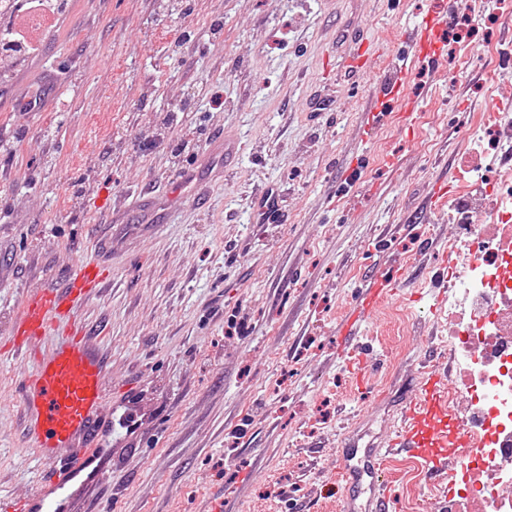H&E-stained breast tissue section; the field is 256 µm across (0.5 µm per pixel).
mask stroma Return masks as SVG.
Wrapping results in <instances>:
<instances>
[{"mask_svg":"<svg viewBox=\"0 0 512 512\" xmlns=\"http://www.w3.org/2000/svg\"><path fill=\"white\" fill-rule=\"evenodd\" d=\"M465 19L447 67L407 75L418 99L411 129L389 125L353 148L355 123L387 55L349 83L338 33L362 23L391 36L431 0H68L38 38L41 52L0 65V496L28 494L44 471L28 450L18 367L6 328L24 289L48 282L107 231L123 243L112 281L77 312L102 329L108 399L132 388L150 423L92 484V512H340L326 499L344 434L386 447L428 354L449 355L456 324L430 278L443 258L419 238H473L476 172L512 154L501 128L472 138L488 112L473 100H512V48L502 16ZM336 103L314 119L310 101ZM236 140L209 206L185 202L168 224H107L131 193L165 195L216 136ZM186 149L180 158L172 152ZM361 180L346 186L342 166ZM459 172L456 201L415 234L404 223L442 167ZM278 191L269 222L253 196ZM397 254L402 288L369 324L360 351L336 333L365 276ZM384 359L373 389L349 362ZM398 512H432L439 492L403 457L386 465Z\"/></svg>","mask_w":512,"mask_h":512,"instance_id":"35a3bbf8","label":"stroma"}]
</instances>
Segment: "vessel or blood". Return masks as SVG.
<instances>
[{
	"label": "vessel or blood",
	"mask_w": 512,
	"mask_h": 512,
	"mask_svg": "<svg viewBox=\"0 0 512 512\" xmlns=\"http://www.w3.org/2000/svg\"><path fill=\"white\" fill-rule=\"evenodd\" d=\"M499 0H440L419 20L396 33L402 53L392 71L380 75L356 121V139L368 137L396 119L409 127L417 99L407 88L406 75L418 64L436 65L447 44L448 26L461 9L477 15L497 12ZM347 60L351 71L360 72L370 56L384 43L378 37L358 33ZM228 146L214 138L208 150L172 184L166 195L139 194L134 209L164 220L173 202L187 187H195L193 200L205 205L204 184L224 178ZM457 189L453 181L435 180L420 205L424 215L438 213ZM386 277H366L340 329L345 343L358 345L360 333L375 317L381 304L400 288L405 274L401 258H392ZM112 280V266L99 256L79 257L63 275L47 284L29 287L18 313L9 321L11 355L20 363L16 389L23 405L25 432L36 455L53 469L46 480L16 501L0 499V512H77L83 493H73L69 484L84 465L99 455L106 444L130 446L137 432V409L130 395L106 399L109 359L94 334L77 323L75 313L98 296ZM465 378L452 369L431 367L421 383L418 399L406 402L401 422L387 447L367 444L343 449L341 478L330 483L327 493L339 499L342 512H395L388 491L383 463L387 456L403 455L427 478H435L442 460H464L472 449L466 418L448 403L451 391L461 390Z\"/></svg>",
	"instance_id": "obj_1"
}]
</instances>
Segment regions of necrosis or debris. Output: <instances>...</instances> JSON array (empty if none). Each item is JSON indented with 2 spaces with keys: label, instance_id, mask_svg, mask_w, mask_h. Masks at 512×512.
<instances>
[{
  "label": "necrosis or debris",
  "instance_id": "obj_1",
  "mask_svg": "<svg viewBox=\"0 0 512 512\" xmlns=\"http://www.w3.org/2000/svg\"><path fill=\"white\" fill-rule=\"evenodd\" d=\"M467 248L478 258L448 300L449 315L461 322L449 347L464 351L474 375L463 404L476 422L474 450L454 485L468 498L491 492L496 512H512V494L504 490L512 473V249L486 240Z\"/></svg>",
  "mask_w": 512,
  "mask_h": 512
}]
</instances>
